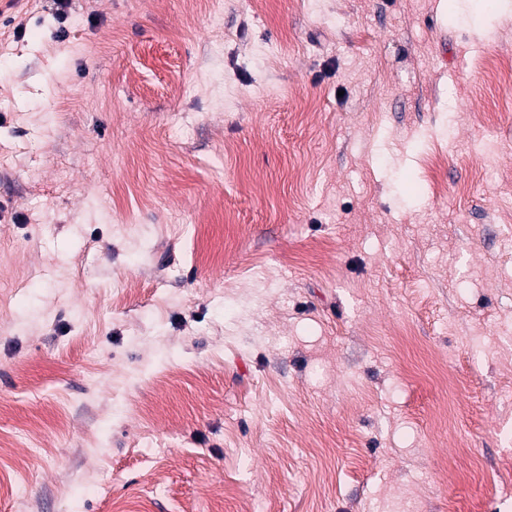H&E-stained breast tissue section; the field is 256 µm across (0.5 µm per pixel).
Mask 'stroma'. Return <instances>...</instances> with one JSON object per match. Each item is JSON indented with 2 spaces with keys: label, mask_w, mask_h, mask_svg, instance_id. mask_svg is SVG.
<instances>
[{
  "label": "stroma",
  "mask_w": 512,
  "mask_h": 512,
  "mask_svg": "<svg viewBox=\"0 0 512 512\" xmlns=\"http://www.w3.org/2000/svg\"><path fill=\"white\" fill-rule=\"evenodd\" d=\"M448 2L0 0V512H512V26Z\"/></svg>",
  "instance_id": "stroma-1"
}]
</instances>
